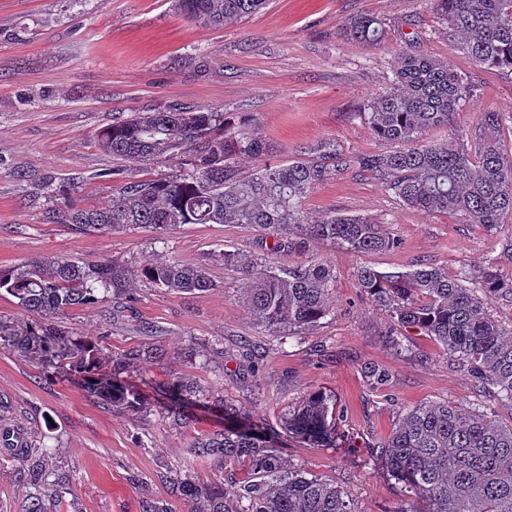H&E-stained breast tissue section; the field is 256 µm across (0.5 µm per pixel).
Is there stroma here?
<instances>
[{
  "label": "stroma",
  "instance_id": "1",
  "mask_svg": "<svg viewBox=\"0 0 512 512\" xmlns=\"http://www.w3.org/2000/svg\"><path fill=\"white\" fill-rule=\"evenodd\" d=\"M365 14L384 23L382 44L346 37L347 25ZM408 38L475 86L430 140H457L494 111L503 119V149L512 155V71L484 68L459 52L425 0H269L260 12L222 27L185 19L172 0H0V270L47 257L128 267L177 259L206 267L216 283L206 292L178 294L135 280L129 310L117 312V300L102 292L96 303L66 316L75 335L107 334L109 355L163 351V360H141L128 374L146 397L136 413L93 402L76 377L61 373L43 381L39 361L0 346V428L23 427L31 447L48 449L50 466L65 474L48 490L54 512H140L148 499L189 512L171 493L174 476L205 484L220 477L229 492L249 477L247 461L192 453L197 441L223 433V412L198 405L177 425L163 417L157 387L173 372L221 392L242 424L277 429L309 393L334 396L343 414L335 447L284 437L277 453L291 470L344 489L354 512H394L400 503V486L370 450L409 409L455 401L512 424V407L479 395L472 377L433 339L405 335L391 344L382 334L386 312L354 277L365 265L400 271L423 262L455 274L493 262L511 281L512 263L500 253L512 237V215L490 233L454 215L406 209L359 172L323 183L303 203L309 216L333 209L367 217L403 245L354 253L314 242L278 252V263L318 257L336 273L330 314L279 338L253 323L239 299L237 272L219 256L224 249L265 254L273 237L246 224L85 235L46 223L49 202L34 193L35 179L71 178L81 204H104L112 184L100 174L113 160L98 146L99 131L144 106L171 102L229 112L248 132L274 142L283 158L325 139L354 152L388 150L361 112L387 89L394 51ZM148 324L154 333L145 332ZM244 337L265 350L258 368L243 355ZM370 363L392 371L389 389L367 385L362 370ZM21 466V457L0 453V512H24L29 489Z\"/></svg>",
  "mask_w": 512,
  "mask_h": 512
}]
</instances>
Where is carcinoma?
<instances>
[{"label": "carcinoma", "instance_id": "carcinoma-1", "mask_svg": "<svg viewBox=\"0 0 512 512\" xmlns=\"http://www.w3.org/2000/svg\"><path fill=\"white\" fill-rule=\"evenodd\" d=\"M447 24L448 40L489 69L512 71V0H430ZM267 0H176L175 10L195 22L222 26L257 13ZM346 35L364 44L383 42L378 20L362 16ZM474 88L446 62L410 47L395 56L391 87L371 97L361 113L372 134L398 145L395 150L350 153L334 140L303 147L277 163L265 140L236 128L228 113L182 103L134 112L98 133V146L117 160L180 169L156 178H140L122 166L112 167V198L102 206H83L71 196V184L51 177L40 187L51 201L48 219L92 235L108 230H175L184 224H248L286 235L270 248L278 253L304 249L310 241L329 242L357 253L397 250L402 242L384 225L334 211L311 221L302 203L320 184L350 169L366 172L391 191L403 206L425 213H450L481 224L489 232L512 214V158L504 153L501 115L486 112L470 150L463 144L427 140L428 133L450 123ZM224 266L241 275V298L257 325L269 336L317 323L330 310L336 274L322 260L278 265L263 256L247 259L236 250L220 252ZM141 277L176 293L205 292L216 284L200 266L172 259L129 268L109 262L79 263L46 259L0 271V290L40 316L21 324L0 319V344L41 361L44 374L55 375V361L74 353L78 383L91 397L126 412L144 404L141 393L118 379L140 360L132 350L110 358V371L99 373L107 335L81 340L66 330L69 311L93 304L96 292L126 295L130 279ZM356 285L389 317L392 327L428 336L474 379L480 393L512 406V340L505 338L491 303L512 293L497 264L462 270L451 277L442 268L416 264L405 271L361 266ZM364 376L373 389L390 386L393 374L372 364ZM163 414L185 419L204 396L179 373L158 387ZM234 423L223 434L197 443L199 457L248 460L251 477L235 491L229 508L224 480L199 484L177 478L173 490L192 504L191 512H354L335 484L306 478L284 468L275 453L277 433L263 425H239L235 410L214 397ZM336 400L322 391L309 393L286 414L288 436L315 447L336 446ZM391 477L409 495L393 512H512V426L457 402L418 405L402 417L378 446ZM23 481L35 489L25 512H48L40 490L52 485L46 454L25 451Z\"/></svg>", "mask_w": 512, "mask_h": 512}]
</instances>
